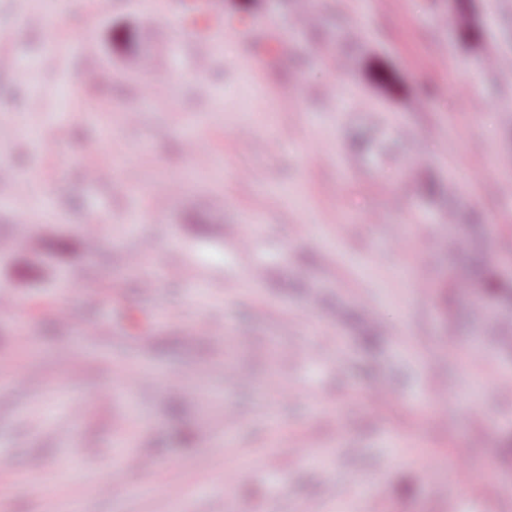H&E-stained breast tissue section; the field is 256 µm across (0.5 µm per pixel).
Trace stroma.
Here are the masks:
<instances>
[{
	"instance_id": "1",
	"label": "stroma",
	"mask_w": 512,
	"mask_h": 512,
	"mask_svg": "<svg viewBox=\"0 0 512 512\" xmlns=\"http://www.w3.org/2000/svg\"><path fill=\"white\" fill-rule=\"evenodd\" d=\"M298 2L0 0V512H512V0Z\"/></svg>"
}]
</instances>
